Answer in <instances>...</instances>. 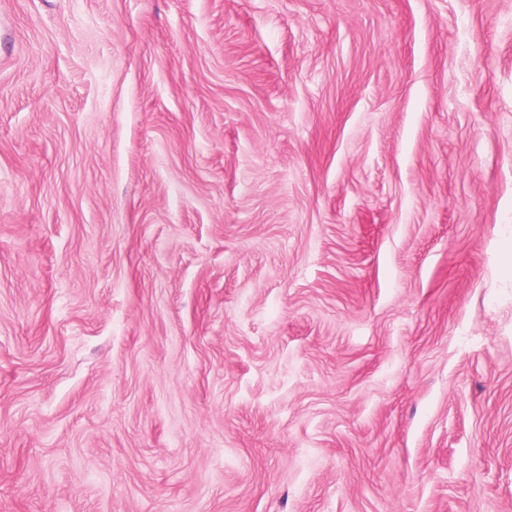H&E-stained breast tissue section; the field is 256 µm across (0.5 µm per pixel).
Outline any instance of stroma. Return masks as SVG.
Returning a JSON list of instances; mask_svg holds the SVG:
<instances>
[{"label": "stroma", "instance_id": "35a3bbf8", "mask_svg": "<svg viewBox=\"0 0 512 512\" xmlns=\"http://www.w3.org/2000/svg\"><path fill=\"white\" fill-rule=\"evenodd\" d=\"M0 512H512V0H0Z\"/></svg>", "mask_w": 512, "mask_h": 512}]
</instances>
